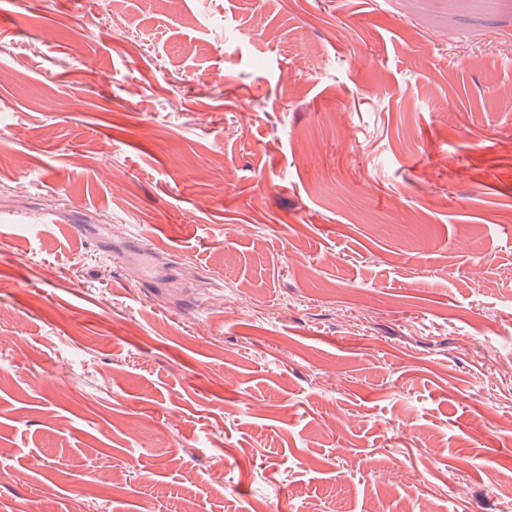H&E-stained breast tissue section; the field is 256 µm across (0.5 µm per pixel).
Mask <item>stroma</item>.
<instances>
[{
    "instance_id": "obj_1",
    "label": "stroma",
    "mask_w": 512,
    "mask_h": 512,
    "mask_svg": "<svg viewBox=\"0 0 512 512\" xmlns=\"http://www.w3.org/2000/svg\"><path fill=\"white\" fill-rule=\"evenodd\" d=\"M511 85L512 0H0V512H512Z\"/></svg>"
}]
</instances>
